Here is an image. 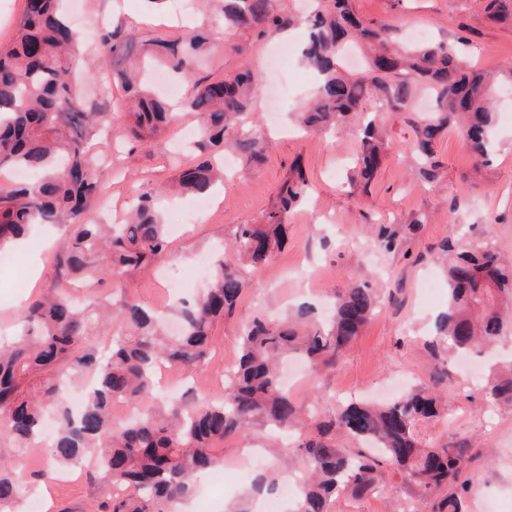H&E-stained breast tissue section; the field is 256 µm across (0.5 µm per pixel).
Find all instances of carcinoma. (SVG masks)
<instances>
[{
	"label": "carcinoma",
	"mask_w": 512,
	"mask_h": 512,
	"mask_svg": "<svg viewBox=\"0 0 512 512\" xmlns=\"http://www.w3.org/2000/svg\"><path fill=\"white\" fill-rule=\"evenodd\" d=\"M284 2L222 0L217 28L269 39L286 27L306 24L301 59L317 78L316 99L292 117L306 131H354L358 152L350 194L366 190L387 157V112L411 124L414 139L407 152L427 181L443 176L435 145L450 129L477 162L489 161L497 121L491 106L494 74L445 42L396 45L389 26L358 14L353 0H315L311 15L303 19L285 10ZM506 2L482 0L486 17L512 18ZM208 44L207 32L192 30L177 42L149 43L144 58L187 77ZM349 46L364 55L356 73L341 66L342 51ZM126 49L118 30L101 32L93 78L110 72L112 84L131 105L129 120L116 127L112 113L88 109L69 82L79 39L61 0H25L13 38L0 44V252L34 226L68 229L51 257L49 293L22 311L14 336L0 337V512H20L26 493L20 460L39 444L48 411L57 422L47 447L52 465L91 462L107 486L93 500L92 512H176L177 505L195 496L200 475L224 466L214 443L255 424L277 441L300 425L307 427L294 444L305 478L291 512H331L340 493L372 491L385 465L433 495L432 512H466V449L437 445L427 434L447 418V402L439 394L418 387L383 405L352 399L334 416L320 419L303 412L281 383L278 362L288 356L304 359L314 378L336 366L378 308V289L368 281L336 295L323 323L306 307L284 320L252 316L239 336L221 399L159 392L156 370L169 365L192 372L207 356L215 322L231 314L246 293V269L269 264L288 242V213L305 201L308 181L300 165L289 168L272 209L260 223L234 231L213 260L209 288L179 302L181 330L167 333L162 311L127 291L135 274L173 257L160 204L174 188L203 195L223 182L224 147H234L249 168L266 159L271 142L255 136L248 121L259 73L246 68L218 80H192L184 107L197 117L208 158L183 165L174 186L136 189L127 223H93L88 214L105 192L112 169L94 158L89 139L111 129L124 143L142 147L179 117L118 64ZM421 90L435 99V109L423 115L413 111ZM423 223L424 216H411L405 234L380 227L378 248L387 254L402 251L407 234ZM444 273L448 303L433 347L463 355L494 347L512 330L502 314L512 299V265H504L492 246L476 244L456 252ZM74 283L85 289L106 283L109 291L78 304L70 296ZM84 377L95 378V384L74 421L60 401L61 385ZM483 394L512 405L511 363L492 366ZM115 400L137 406V416L114 422ZM336 430L376 451L336 447Z\"/></svg>",
	"instance_id": "cac0c4a2"
}]
</instances>
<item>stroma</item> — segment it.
Listing matches in <instances>:
<instances>
[{
	"instance_id": "1",
	"label": "stroma",
	"mask_w": 512,
	"mask_h": 512,
	"mask_svg": "<svg viewBox=\"0 0 512 512\" xmlns=\"http://www.w3.org/2000/svg\"><path fill=\"white\" fill-rule=\"evenodd\" d=\"M354 7L359 14L386 23L394 37L408 39L419 28L430 40L458 44L461 55L482 68L495 70L512 64V19H487L475 0H354ZM211 16V6L202 2L193 14L183 15L175 0L157 6L149 0H82V16L74 25L86 33L105 22L119 29L122 40L140 45L156 37L177 38L183 26L209 22ZM214 41V50L200 57L194 78L218 80L244 67L259 72L262 82L253 95L252 110L260 132L271 134L273 147L258 170L235 169L215 193L216 205L209 218L186 223L195 205L189 195L165 206V223L184 225L183 232L172 238L174 257L169 272H144L132 282L131 294L144 304L164 306L171 278L182 281L189 294L202 292L208 278L197 274V256L228 238L237 225L263 218L289 165L300 163L310 189L306 202L288 216V242L268 265L251 272L236 312L215 325L211 354L195 368L194 377L216 389L222 363L232 362L237 355L238 337L247 318L264 311L289 315L303 304L320 310L352 282L383 281L376 315L346 349L336 369L294 390L297 404L330 415L340 401L350 397L388 400L400 380L409 387H435L447 398L448 420L428 434L448 447L469 449L474 483L465 497L467 512H512V406L490 405L480 390V375L455 359L431 353L427 343L434 335L435 318L445 306L446 291L437 288L434 299L425 304L419 293L420 282L441 271L446 257L439 245L445 240L461 237L471 243H491L504 263H512V117L506 114L507 102L500 97L495 100L502 116L497 120L490 163H478L458 133L449 131L437 144L445 176L432 184L410 171L404 148L413 138L412 129L401 118L388 117L390 155L367 190L349 197L342 187L357 150L353 134L320 137L278 127L282 115L274 110L273 100L281 84H288L289 102L299 107L315 92L314 80L300 57L290 58L277 69L268 62L271 42L253 37L228 41L220 32ZM98 66V43L86 39L79 68L70 79L89 108L111 111L114 123H123L126 98L116 88L111 102H104L92 78ZM191 124L186 118L181 127ZM181 127L171 128L145 149L100 142V153L112 157V186L95 211V219H110V207L121 205L130 183L174 177ZM416 214L426 215L428 222L410 243L408 254L381 252L376 245L379 225L402 222ZM63 238L61 227L40 228L24 250L15 251V265L0 264V336L14 333L27 298L16 290L17 280L29 279L32 264L42 261V273L32 291L46 290L52 278L46 254L60 247ZM263 442L262 436L250 434L217 443L225 471L234 476L232 484L210 490L206 498L193 499L189 512H227L250 487L260 461L296 481L303 469L297 452L289 451L283 466L267 458ZM246 448L252 451L247 458L242 455ZM22 464L32 483L29 499L40 502V512H88L99 493V483L91 482L82 470L58 471L51 480H43L41 474L50 466L45 454L30 452ZM332 512H431V507L423 491L404 483L397 470L387 468L380 473L375 490L360 497L339 496Z\"/></svg>"
}]
</instances>
